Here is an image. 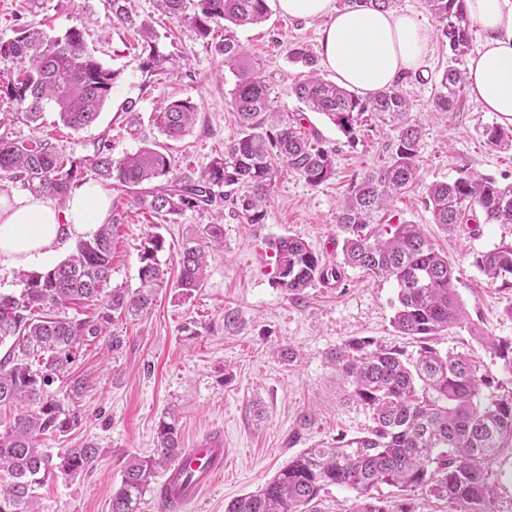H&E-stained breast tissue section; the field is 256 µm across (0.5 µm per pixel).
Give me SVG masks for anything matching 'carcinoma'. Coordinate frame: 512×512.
<instances>
[{"instance_id":"carcinoma-1","label":"carcinoma","mask_w":512,"mask_h":512,"mask_svg":"<svg viewBox=\"0 0 512 512\" xmlns=\"http://www.w3.org/2000/svg\"><path fill=\"white\" fill-rule=\"evenodd\" d=\"M193 14H187V2ZM132 0H111L112 21L139 25L142 37L151 38L150 26L133 17ZM171 18H189L201 35L221 21L223 41L215 50L236 77L232 104L239 131L194 178L172 175L170 155L163 146H144L120 158L98 149L86 162L105 186L117 193L113 207L128 198L156 215H179L216 200L215 189L226 188L224 202L239 211L248 224H260L270 190L279 173L292 171L316 187L335 174L334 153L326 149L302 119H283L271 86L261 69L250 64L234 28L258 25L269 14L267 0H158ZM396 0H339V7L371 6L391 9ZM437 23L440 42L448 47V66L435 79L438 90L431 111L452 112L464 97L466 81L459 64L471 46V23L463 0H427ZM144 61L152 72L166 70L168 58L153 45ZM294 57L307 69L294 93L311 112L325 116L353 144L363 116L397 132L394 152L383 166L352 179L336 214L344 233L342 258L328 263L300 237H282L273 244L276 284L297 297L320 283L342 280L345 268L392 279L398 291L393 326L402 336L422 341L410 362L396 347H384L372 338H351L332 350L328 362L365 406L373 425L354 438L338 436L304 449L288 461L260 490L233 500L227 512H317L321 492L339 485L358 494L352 512H411L406 504L392 509L371 495L379 484L424 490L463 512H497L493 461L512 448V398L485 393L492 384L481 364L459 353H443L432 342L443 332L465 329L512 370V344L485 336L472 322L454 281L455 268L419 225L394 224L384 233L372 228L385 221L393 199L417 178L421 126L411 118L412 101L395 85L363 97L320 77L317 60L303 50ZM0 59L25 63L15 78L0 89V98L31 122L40 119L49 104L73 130L92 125L111 98L117 72L105 67L88 49L78 26L50 37L33 28L0 39ZM197 108L176 100L153 113L152 122L170 140L190 131ZM488 145L512 149V128L491 125L484 129ZM167 183L146 190L159 178ZM81 178L76 162L47 139L33 143L0 137V179L20 182L31 192L65 201ZM250 193L239 195L235 187ZM426 206L433 223L449 232L480 213L488 224H512V185L462 170L451 181L427 187ZM114 224L100 226L95 236L80 241L75 253L45 272L21 274L17 293L0 292V344L10 346L0 358V512H43L38 490L51 479L65 482L90 474L102 448L85 438L73 448L53 453L45 448L47 435L60 436L81 425L79 402L90 387L85 374L66 378L63 396L49 391L74 362L80 346L106 335L116 314L138 316L148 312L161 290L175 288L183 299L203 287L210 250L224 247V227L205 224L184 241L176 259L179 273L171 278L159 259L164 236L149 235L140 254V286L130 292L114 288L102 293L112 278ZM477 266L491 283L512 278V244L481 254ZM70 303L96 307V315L70 319L53 309ZM315 416L301 411L288 434V446L304 440ZM182 452L178 413L167 411L159 420L156 449L148 457L126 462L119 487L112 494L111 512H141L143 497L154 477L166 472Z\"/></svg>"}]
</instances>
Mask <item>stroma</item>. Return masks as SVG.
Instances as JSON below:
<instances>
[{
    "label": "stroma",
    "instance_id": "stroma-1",
    "mask_svg": "<svg viewBox=\"0 0 512 512\" xmlns=\"http://www.w3.org/2000/svg\"><path fill=\"white\" fill-rule=\"evenodd\" d=\"M268 5L267 21L238 28L237 38L267 77L281 112L304 113L305 126L317 132L325 148L335 150V175L313 187L303 176L283 172L260 224L246 223L220 199L212 206L163 218L132 200L120 205L111 287H138L139 254L154 230H161L167 240L160 259L170 264L186 237L218 217L224 225V248L212 253L206 283L190 299L180 300L169 289L159 294L150 313L136 319L114 317L110 331L123 341L119 351L109 350L108 337L81 347L71 370L94 380L80 402L82 423L46 445L71 448L90 437L103 454L90 475L42 487L44 512H110L126 461L133 455L153 454L158 422L172 407L179 410L183 442L210 428L224 431V474L196 510L224 512L230 501L265 486L297 455V448L288 445V433L301 410L317 414L309 435L313 443L342 434L357 436L370 426V413L350 398L329 368L326 357L331 349L353 337H370L403 350L406 357L417 355L418 342L399 335L392 325L398 292L393 280L350 268L338 285L319 284L299 297L288 295L275 282L272 245L280 237H301L323 260L340 259L338 205L352 178L389 160L395 134L370 121L351 144L328 119L304 112L293 92L304 68L291 51L300 47L319 56L322 22L290 17L280 10L278 0H268ZM134 12L151 23L158 53L173 60L164 75L144 68L141 36L134 28L113 23L108 0H0V38L13 37L30 25L59 35L81 23L89 49L118 73L112 96L92 126L66 128L51 106L36 123L21 113L0 111V136L50 140L79 163L102 146L118 158L159 143L165 145L178 174H200L223 153L225 142L238 131L230 104L235 77L213 47L223 31L201 37L193 23L162 14L156 0H135ZM447 64V48L433 41L419 71L401 82L412 99L411 116L422 125L419 178L393 201L389 218L422 225L454 265L455 287L475 325L511 342L512 320L505 311L512 306V287L488 282L474 260L511 243L512 224L471 223L447 232L433 224L425 206L430 183L452 180L464 169L512 184V150L492 149L483 137L484 127L498 121L494 113L482 111L468 96L455 111H431L435 75ZM186 98L198 108L196 123L183 138L165 140L151 115ZM130 100L136 102L140 117L134 135L128 132L129 117L123 109ZM282 345L299 351L295 363L275 356V348ZM437 347L480 360L495 377L493 394L512 393V373L467 331L448 330Z\"/></svg>",
    "mask_w": 512,
    "mask_h": 512
}]
</instances>
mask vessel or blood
<instances>
[{
	"mask_svg": "<svg viewBox=\"0 0 512 512\" xmlns=\"http://www.w3.org/2000/svg\"><path fill=\"white\" fill-rule=\"evenodd\" d=\"M224 471V436L209 433L195 440L168 471L160 499L167 512H185Z\"/></svg>",
	"mask_w": 512,
	"mask_h": 512,
	"instance_id": "b4317fda",
	"label": "vessel or blood"
}]
</instances>
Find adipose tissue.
<instances>
[{"instance_id": "ef3b65f1", "label": "adipose tissue", "mask_w": 512, "mask_h": 512, "mask_svg": "<svg viewBox=\"0 0 512 512\" xmlns=\"http://www.w3.org/2000/svg\"><path fill=\"white\" fill-rule=\"evenodd\" d=\"M293 17L322 20L321 55L344 87L366 96L416 71L432 36L415 15L371 7L339 9L335 0H278ZM470 20L485 33L465 77L483 111L512 124V0H465ZM110 196L88 182L65 205L31 193L0 194V267H38L72 241L91 238L104 224Z\"/></svg>"}]
</instances>
